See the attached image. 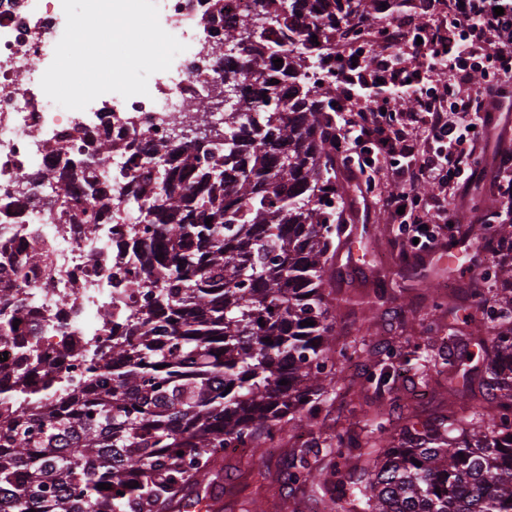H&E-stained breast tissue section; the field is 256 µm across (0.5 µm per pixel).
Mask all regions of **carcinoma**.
<instances>
[{"instance_id":"1","label":"carcinoma","mask_w":512,"mask_h":512,"mask_svg":"<svg viewBox=\"0 0 512 512\" xmlns=\"http://www.w3.org/2000/svg\"><path fill=\"white\" fill-rule=\"evenodd\" d=\"M272 2L254 0L250 18L224 21V45L239 51L235 68L224 69V87L241 90L224 124L205 123L219 107L213 99L172 113L173 131L199 130L207 144L146 142L149 161L168 168L159 177L147 170L122 190V203L137 210L129 232L142 274L115 285L146 298L129 309L128 333L83 360L70 398L50 376L34 386L32 370L43 359L33 339L21 343L19 363L0 372L7 394L0 512L200 505L224 480V449L256 448L284 423L321 428L323 405L349 393L338 374L364 354L375 357L365 381L378 395L397 387L411 361L431 363L427 372L414 366L417 384L447 400L446 413L424 419L408 403L400 424L387 408L353 403L349 414L364 423L365 443L350 425L336 428L325 449L316 439L288 442V482L322 486L319 512H512V224L492 222L491 199L483 222L448 241L451 249L472 242L474 276L445 295L400 249L379 274L410 281L427 310L383 351L338 342L326 289L346 224L336 186L337 89L328 72L336 35L355 40L350 19L368 15L374 0H283L273 11ZM272 30L288 58L286 80L275 87L264 74ZM315 65L325 71L318 81L309 79ZM116 151L99 136L92 159L72 156L21 179L32 188L55 184L60 195L38 205L56 211L58 223L77 225V238H92L110 203L96 189L100 170ZM185 170L197 171V180L184 182ZM29 234L26 254L47 262L39 231ZM389 299L387 289H375L357 331L371 333L376 308ZM461 310L466 337L445 322ZM24 314L20 304L1 310L0 337ZM465 339L480 347L478 375L450 352ZM423 341L439 345L437 357L423 356ZM364 447L371 452L360 470Z\"/></svg>"}]
</instances>
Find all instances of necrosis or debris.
Wrapping results in <instances>:
<instances>
[{
    "instance_id": "1",
    "label": "necrosis or debris",
    "mask_w": 512,
    "mask_h": 512,
    "mask_svg": "<svg viewBox=\"0 0 512 512\" xmlns=\"http://www.w3.org/2000/svg\"><path fill=\"white\" fill-rule=\"evenodd\" d=\"M219 4L225 18L240 19L250 14L252 0H160L161 26L187 49L168 71L149 78L148 95L126 99L106 93L86 109L59 110L41 89L40 80L65 29L62 0H0V268L10 271L23 257L26 237L20 227L24 224L40 225L44 247L53 260L48 268L27 265L7 281L14 298L28 311L15 335L0 340V353L8 355L0 369L16 365L18 341L34 333L47 359V371L75 384L81 365L61 356V349L72 344L95 347L124 334L122 324L105 326L97 319L98 311L112 304L109 265L123 242L114 225L101 224L96 238L76 240L60 231L54 212L34 210L17 174L52 162L47 145L53 141L90 156L94 147L87 137L96 132L109 134L119 146L109 178L100 181L102 189L146 170L144 142L168 139L171 113L224 91V38L210 21ZM48 273L54 276L56 288L45 295L38 284Z\"/></svg>"
}]
</instances>
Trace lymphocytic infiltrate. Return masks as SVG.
<instances>
[{"label":"lymphocytic infiltrate","mask_w":512,"mask_h":512,"mask_svg":"<svg viewBox=\"0 0 512 512\" xmlns=\"http://www.w3.org/2000/svg\"><path fill=\"white\" fill-rule=\"evenodd\" d=\"M500 2L464 0L454 10V22L480 41L493 42L512 30L511 9L494 13ZM381 39L390 52L370 61L353 56L348 43L336 45L335 80L342 89L336 141L358 171L373 163L380 179L397 183V190L379 195L381 209L400 230L432 244L447 228L449 194L481 165L480 144L491 112L512 95V48L484 56L480 68L486 81L473 93L468 89L472 54L463 41L441 38L426 24L411 35L404 23L393 21ZM401 98L413 100L414 108H397ZM423 183L435 189L425 199L415 193Z\"/></svg>","instance_id":"1"}]
</instances>
